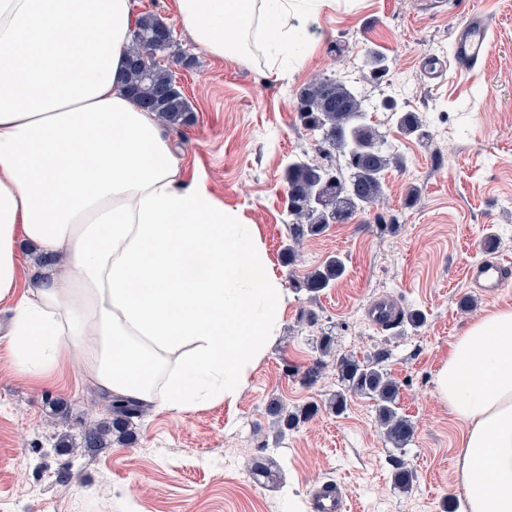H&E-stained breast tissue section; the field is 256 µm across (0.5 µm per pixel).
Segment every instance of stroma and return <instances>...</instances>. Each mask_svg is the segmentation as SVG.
Here are the masks:
<instances>
[{
    "label": "stroma",
    "mask_w": 512,
    "mask_h": 512,
    "mask_svg": "<svg viewBox=\"0 0 512 512\" xmlns=\"http://www.w3.org/2000/svg\"><path fill=\"white\" fill-rule=\"evenodd\" d=\"M137 4L173 24L194 59L170 65L194 121L169 137L186 173L204 177L225 208L260 234L267 267L285 288L279 338L234 403L178 414L153 408L138 420L133 444L72 450L56 442L78 439L101 419L90 402L95 386L74 359L47 379L18 373L5 335L11 312L1 304L0 512H42L48 501L56 512H311L310 493L324 482L340 491L346 512H445L459 497V428L436 395L435 377L470 321L512 306V285L485 297L464 276L490 233L500 240L493 260L512 263V0H336L299 15L305 48L278 77L265 76L263 59H222L196 46L175 0ZM475 9L492 21L484 67L466 75L449 68L431 79L426 60L450 61L455 29ZM373 49L389 65L379 81L365 65ZM320 73L361 91L373 124L404 157V168L384 179L399 230L381 232L373 214H357L307 238L301 262L290 267L281 176L289 158L316 151L297 118L296 93ZM396 110L417 113L426 139L404 135ZM335 255L346 271L332 288L314 298L293 288ZM390 297L423 310L425 324L382 329L372 308ZM465 298L472 301L466 310ZM305 312L315 314V325L302 321ZM325 331L358 360L384 354L400 385L399 407L416 425L403 456L415 474L410 489L394 482L395 452L368 397H349L339 416L324 410L295 430L272 428L271 399L293 407L340 390L334 369L313 386L298 376L318 358ZM55 399L66 404L67 418L53 415ZM257 454L277 460L275 480H250L247 463Z\"/></svg>",
    "instance_id": "1"
}]
</instances>
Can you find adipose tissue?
<instances>
[{
  "label": "adipose tissue",
  "mask_w": 512,
  "mask_h": 512,
  "mask_svg": "<svg viewBox=\"0 0 512 512\" xmlns=\"http://www.w3.org/2000/svg\"><path fill=\"white\" fill-rule=\"evenodd\" d=\"M332 0H176L212 56L285 61ZM136 0H0V303L19 372L76 354L102 391L180 413L235 402L285 291L254 225L186 177L125 83ZM54 256L23 271L19 243ZM436 393L462 512H512V307L456 336Z\"/></svg>",
  "instance_id": "adipose-tissue-1"
}]
</instances>
